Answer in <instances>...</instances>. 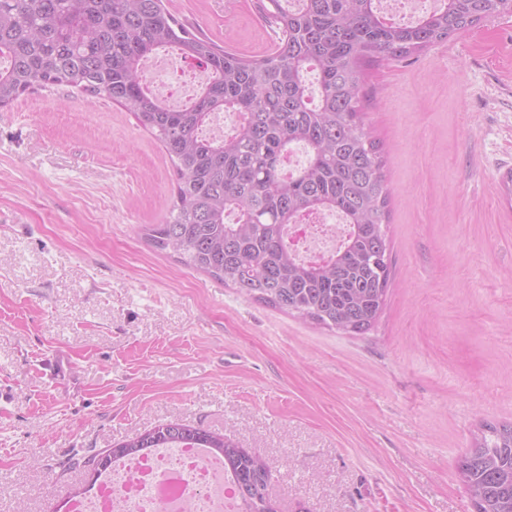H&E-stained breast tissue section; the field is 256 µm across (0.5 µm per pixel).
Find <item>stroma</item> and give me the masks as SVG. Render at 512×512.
<instances>
[{"mask_svg": "<svg viewBox=\"0 0 512 512\" xmlns=\"http://www.w3.org/2000/svg\"><path fill=\"white\" fill-rule=\"evenodd\" d=\"M247 57L255 0H164ZM392 192L375 327L266 306L143 238L175 174L123 107L68 86L0 108V512H53L68 468L155 426L258 454L276 512H474L458 462L512 424V11L367 69Z\"/></svg>", "mask_w": 512, "mask_h": 512, "instance_id": "obj_1", "label": "stroma"}]
</instances>
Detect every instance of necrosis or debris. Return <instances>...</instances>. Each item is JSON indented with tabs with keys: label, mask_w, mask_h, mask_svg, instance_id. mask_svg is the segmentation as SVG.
Returning a JSON list of instances; mask_svg holds the SVG:
<instances>
[{
	"label": "necrosis or debris",
	"mask_w": 512,
	"mask_h": 512,
	"mask_svg": "<svg viewBox=\"0 0 512 512\" xmlns=\"http://www.w3.org/2000/svg\"><path fill=\"white\" fill-rule=\"evenodd\" d=\"M171 57L147 69L150 88L174 107L186 103L203 84L202 69L177 68L175 80L167 74ZM291 242L298 255L316 262L336 247L344 225L339 215L311 213ZM235 495L222 465L201 448L180 445L157 448L149 454L115 464L85 494L69 503V512H232Z\"/></svg>",
	"instance_id": "4bbe7bcc"
}]
</instances>
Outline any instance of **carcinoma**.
<instances>
[{
	"label": "carcinoma",
	"instance_id": "carcinoma-1",
	"mask_svg": "<svg viewBox=\"0 0 512 512\" xmlns=\"http://www.w3.org/2000/svg\"><path fill=\"white\" fill-rule=\"evenodd\" d=\"M279 30L273 52L248 59L189 29L163 0H0V106L37 87L70 86L131 112L171 160L169 217L144 228L179 256L257 301L341 333L379 319L391 280V190L379 143L361 115L368 64L404 58L512 9V0H440L411 24L390 22L379 0H268ZM207 73L202 91L173 108L152 92L145 64L162 47ZM234 112L221 139L203 135L212 114ZM307 154L291 175L281 159ZM309 211L342 216L346 233L322 262L301 260L289 226ZM458 471L474 512H512V424L486 426ZM205 448L224 464L237 512L265 503L266 462L221 434L177 422L121 443L104 470L154 448Z\"/></svg>",
	"mask_w": 512,
	"mask_h": 512
}]
</instances>
